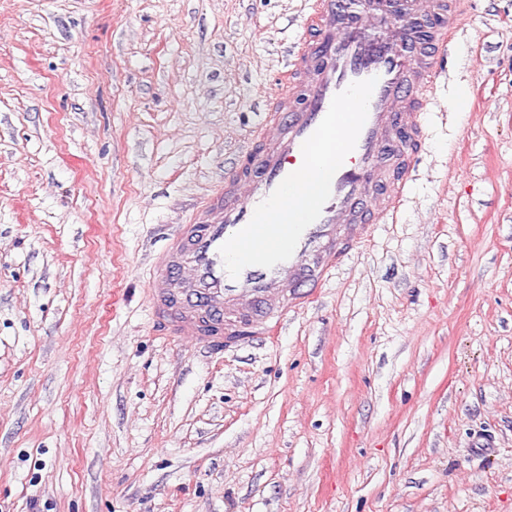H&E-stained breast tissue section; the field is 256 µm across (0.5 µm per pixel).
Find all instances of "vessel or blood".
<instances>
[{"mask_svg": "<svg viewBox=\"0 0 512 512\" xmlns=\"http://www.w3.org/2000/svg\"><path fill=\"white\" fill-rule=\"evenodd\" d=\"M461 22L452 0H311L281 90L268 98L245 163L231 167L145 261L154 325L212 351L241 327L270 336L397 216L425 151L434 89ZM376 78L357 144L293 255L227 273L220 247L303 163L302 145L351 83Z\"/></svg>", "mask_w": 512, "mask_h": 512, "instance_id": "1", "label": "vessel or blood"}]
</instances>
